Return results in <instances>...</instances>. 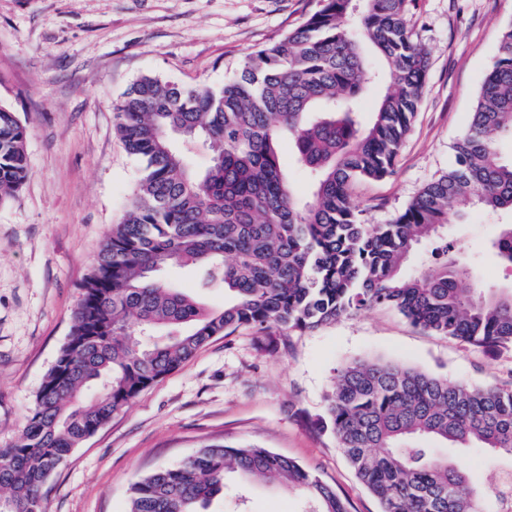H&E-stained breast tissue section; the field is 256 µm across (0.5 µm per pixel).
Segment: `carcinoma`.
<instances>
[{
  "label": "carcinoma",
  "mask_w": 512,
  "mask_h": 512,
  "mask_svg": "<svg viewBox=\"0 0 512 512\" xmlns=\"http://www.w3.org/2000/svg\"><path fill=\"white\" fill-rule=\"evenodd\" d=\"M410 0H320L281 40L248 55L220 89L142 76L113 104L117 131L144 163L135 199L112 225L82 288L67 343L19 437L0 448V512H46L43 488L69 454L141 391L213 337L251 326L303 331L371 308L487 352L512 347V287L488 289L448 255L461 206L512 211V25L477 94L448 171L386 224H367L356 184L393 173L429 67ZM384 63L374 66L365 48ZM383 83L372 120L360 100ZM288 138L312 181L295 191L277 152ZM209 153L204 169L190 165ZM26 131L0 106V198L29 178ZM424 241L429 263L407 265ZM512 266V225L494 243ZM192 269L224 287L208 307L167 279ZM325 427L381 512H502L495 485L430 447L486 449L512 469V388L450 383L381 360L342 367ZM229 474L284 482L306 512L347 502L294 460L251 444H213L131 487L127 512H205Z\"/></svg>",
  "instance_id": "obj_1"
}]
</instances>
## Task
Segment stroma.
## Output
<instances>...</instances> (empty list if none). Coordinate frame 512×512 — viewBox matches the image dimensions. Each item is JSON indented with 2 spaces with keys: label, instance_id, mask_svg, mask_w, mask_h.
<instances>
[{
  "label": "stroma",
  "instance_id": "1",
  "mask_svg": "<svg viewBox=\"0 0 512 512\" xmlns=\"http://www.w3.org/2000/svg\"><path fill=\"white\" fill-rule=\"evenodd\" d=\"M319 0H0V105L27 131L31 175L0 199V446L66 343L82 283L120 223L143 165L124 148L113 104L137 78L223 86ZM430 54L413 128L392 176L356 185L370 224L387 223L454 161L483 78L512 23V0H414L408 16ZM512 215L477 207L448 240L493 289L512 285L491 241ZM366 358L452 382L512 385V350L490 353L372 309L302 333L248 327L213 338L114 415L45 485L47 512H127L131 485L209 444L252 443L293 459L349 503L381 512L334 435L319 429L337 371ZM303 512L281 485L228 479L209 512Z\"/></svg>",
  "mask_w": 512,
  "mask_h": 512
}]
</instances>
